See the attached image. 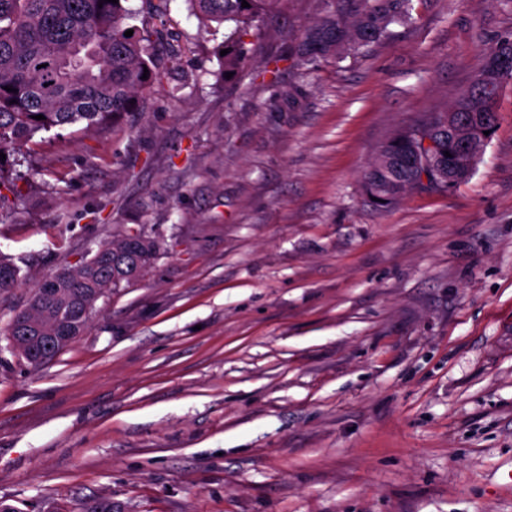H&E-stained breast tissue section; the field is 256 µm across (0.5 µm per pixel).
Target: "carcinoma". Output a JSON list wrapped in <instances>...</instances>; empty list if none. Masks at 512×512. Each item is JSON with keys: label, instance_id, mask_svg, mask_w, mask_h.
Wrapping results in <instances>:
<instances>
[{"label": "carcinoma", "instance_id": "cac0c4a2", "mask_svg": "<svg viewBox=\"0 0 512 512\" xmlns=\"http://www.w3.org/2000/svg\"><path fill=\"white\" fill-rule=\"evenodd\" d=\"M125 0H0V152L10 155L42 131L64 125L101 128L141 107V93L159 76L152 57L151 31L130 29ZM203 22L232 24L224 37V72L239 76L247 66L248 36H259L271 9L281 0H189ZM326 15L301 37V62L343 59L390 35L393 25L415 21L412 0H328ZM148 79H142L144 71ZM512 81V36L497 40L485 52L482 68L452 107L462 114H492ZM12 87L9 92L5 87ZM44 119L36 120L34 116ZM446 113L430 116L394 133L369 164L363 186L374 205L389 208L409 191H449L467 180L469 162L448 183L435 169L436 160L452 149ZM158 243L133 241L120 232L87 261L64 268L34 292L13 317V349L40 366L60 350L48 351L37 336H67L74 342L85 330L95 302L108 288L145 275ZM20 269L0 256V290L19 283Z\"/></svg>", "mask_w": 512, "mask_h": 512}]
</instances>
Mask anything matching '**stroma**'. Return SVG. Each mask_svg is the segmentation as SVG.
Returning a JSON list of instances; mask_svg holds the SVG:
<instances>
[{"label":"stroma","mask_w":512,"mask_h":512,"mask_svg":"<svg viewBox=\"0 0 512 512\" xmlns=\"http://www.w3.org/2000/svg\"><path fill=\"white\" fill-rule=\"evenodd\" d=\"M413 24L309 68L326 0H284L225 80L187 0L132 25L180 46L145 109L15 150L0 255V503L15 512H512V84L470 178L388 209L364 172L449 110L512 0H413ZM301 85L297 105L285 94ZM180 86L178 98L169 89ZM152 268L41 367L8 327L119 229Z\"/></svg>","instance_id":"35a3bbf8"}]
</instances>
